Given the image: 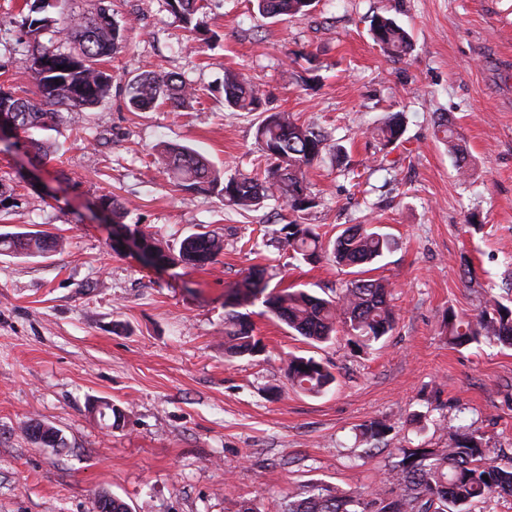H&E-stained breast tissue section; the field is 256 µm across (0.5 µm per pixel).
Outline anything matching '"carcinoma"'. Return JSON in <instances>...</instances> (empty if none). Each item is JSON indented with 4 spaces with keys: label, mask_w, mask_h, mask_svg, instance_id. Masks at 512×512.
<instances>
[{
    "label": "carcinoma",
    "mask_w": 512,
    "mask_h": 512,
    "mask_svg": "<svg viewBox=\"0 0 512 512\" xmlns=\"http://www.w3.org/2000/svg\"><path fill=\"white\" fill-rule=\"evenodd\" d=\"M254 2L258 13L267 18L304 14L312 6L309 0ZM167 4L189 32H206L205 0H167ZM48 7L47 0L29 6V15L23 22L28 32L37 33L57 23L48 15L32 17ZM64 29L66 38L78 41V49L62 53L52 45L44 46L38 56L27 60L37 80L39 101L16 98L0 89V109L10 114L16 127L29 136L53 127L57 113L49 107L65 106L77 115L101 102L112 86V75L101 68V61L121 47L126 23L100 12L91 17L74 16ZM370 31L376 44L392 58L400 59L411 50L409 33L390 17L373 16ZM59 65L64 69H57ZM195 92L190 83L174 73L144 72L125 85L128 105L134 112H147L162 104L177 108ZM261 105L258 92L243 77L230 71L224 73V107L261 112L255 140L266 161L262 173L224 179L209 160L183 145L159 146L156 160L173 173L181 190L214 193L241 211H251L275 197L283 199L294 213L315 207L307 171L326 149L324 135L286 112H262ZM437 126L449 152L456 157L458 169L466 172V149L456 142L451 123L441 118ZM377 132L387 145L398 142L404 134L402 119L392 116ZM100 205L112 214V223H124L128 209L116 198L103 197ZM273 233L292 251L293 258L316 263L325 257L338 266L357 269L359 278L350 281L336 296L323 298L303 289L269 292L267 268L250 267L244 277L247 287L230 292L232 302L224 314V355L235 358L261 351V340L254 335L250 314L239 311L258 299L267 312L312 343L326 342L340 329L355 346L368 348L392 331L395 316L386 285L378 279L362 277L367 266L391 252L394 240L390 235L367 224H354L327 248L311 224L291 220ZM146 236L171 266L201 268L214 262L224 250L222 237L211 231L188 235L176 254L165 250L152 233ZM64 247L62 238L40 231L0 233V253L15 257L45 256ZM447 329L448 342L453 345L488 341L512 347V309L491 298L472 319L448 315ZM286 375L293 386L310 395L324 393L335 382L329 367L312 357H289ZM393 480L401 493L369 501L337 489L314 486L304 498L289 502L288 512H467L469 504L493 493L512 497V457L506 461L487 457L482 437L471 423L460 427L446 448L402 450Z\"/></svg>",
    "instance_id": "carcinoma-1"
}]
</instances>
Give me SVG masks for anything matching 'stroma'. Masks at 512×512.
I'll return each instance as SVG.
<instances>
[{"instance_id":"35a3bbf8","label":"stroma","mask_w":512,"mask_h":512,"mask_svg":"<svg viewBox=\"0 0 512 512\" xmlns=\"http://www.w3.org/2000/svg\"><path fill=\"white\" fill-rule=\"evenodd\" d=\"M106 10L125 21L106 58L109 96L72 125L0 145V233L45 231L63 251L0 255V512H97L108 493L129 512H286L328 485L362 498L390 490L405 448H444L477 423L489 456L512 457V349L453 346L446 318L474 317L487 296L512 307V0H316L307 14L261 17L249 0H207L210 39L193 38L166 0H66L50 16ZM24 0H0V88L38 100L24 63L66 39L21 26ZM394 19L412 39L385 55L370 20ZM242 74L265 109L313 123L330 149L308 172L315 208L268 200L242 212L210 193L178 190L154 163L158 143L187 145L225 175L265 163L255 115L224 108V72ZM147 71L180 74L184 107L128 108L124 86ZM402 113L401 143L374 134ZM455 123L468 152L460 178L435 120ZM53 146L42 159L33 140ZM343 154H336V147ZM105 196L127 206V227L178 249L212 230L224 250L202 268H154L112 244ZM323 240L370 224L396 244L371 275L391 290L393 331L361 350L344 333L316 346L251 307L265 351L224 358V302L251 266L269 285L333 296L352 275L329 261L292 258L272 232L290 220ZM330 366L335 383L292 388L289 356ZM116 405L120 428L94 405ZM39 421L61 447L23 432ZM385 422L372 440L364 425Z\"/></svg>"}]
</instances>
